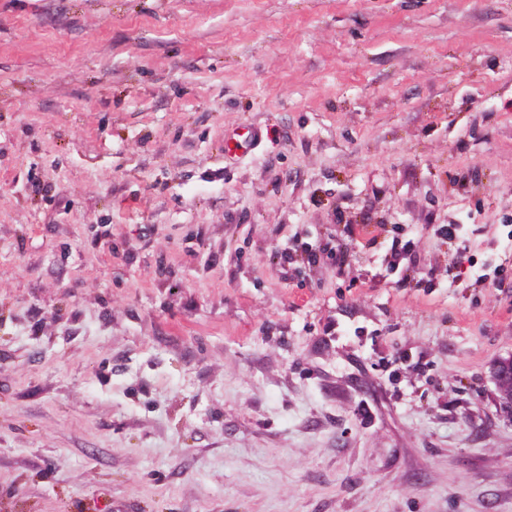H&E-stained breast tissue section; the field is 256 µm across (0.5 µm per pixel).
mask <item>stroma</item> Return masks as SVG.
<instances>
[{
	"instance_id": "35a3bbf8",
	"label": "stroma",
	"mask_w": 512,
	"mask_h": 512,
	"mask_svg": "<svg viewBox=\"0 0 512 512\" xmlns=\"http://www.w3.org/2000/svg\"><path fill=\"white\" fill-rule=\"evenodd\" d=\"M509 354L512 0H0V512H512ZM492 377L497 400L505 408H512V354L494 362Z\"/></svg>"
}]
</instances>
